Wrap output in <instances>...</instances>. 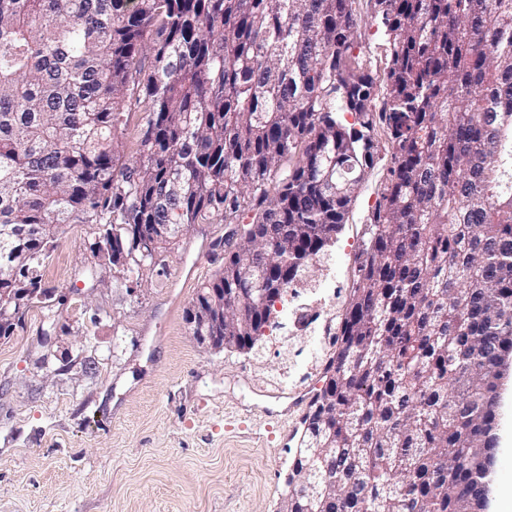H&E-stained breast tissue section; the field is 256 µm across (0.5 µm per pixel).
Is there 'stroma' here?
I'll list each match as a JSON object with an SVG mask.
<instances>
[{
  "instance_id": "obj_1",
  "label": "stroma",
  "mask_w": 512,
  "mask_h": 512,
  "mask_svg": "<svg viewBox=\"0 0 512 512\" xmlns=\"http://www.w3.org/2000/svg\"><path fill=\"white\" fill-rule=\"evenodd\" d=\"M356 8L359 49L384 70V32L369 0ZM385 175L382 161L368 171L311 282L276 302L248 353L196 344L185 320L224 266L225 224L192 226L165 276L132 292L93 256L88 225H64L42 270L64 304L31 307L0 339V512H280L323 328L349 295Z\"/></svg>"
}]
</instances>
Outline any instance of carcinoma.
Returning a JSON list of instances; mask_svg holds the SVG:
<instances>
[{
  "mask_svg": "<svg viewBox=\"0 0 512 512\" xmlns=\"http://www.w3.org/2000/svg\"><path fill=\"white\" fill-rule=\"evenodd\" d=\"M0 0V288H35L64 224L129 288L194 224L231 226L205 287L252 350L390 154L302 420L295 512H475L512 366V0ZM139 157L123 159L131 113ZM342 112L354 115L347 125ZM355 6L359 16L365 21L361 28L362 36L359 40V47L356 48L355 53L360 50L361 56H365L371 62V68L374 71L378 70L383 76L387 62L385 58L386 37L383 30L371 19L372 10L368 0H358Z\"/></svg>",
  "mask_w": 512,
  "mask_h": 512,
  "instance_id": "1",
  "label": "carcinoma"
}]
</instances>
